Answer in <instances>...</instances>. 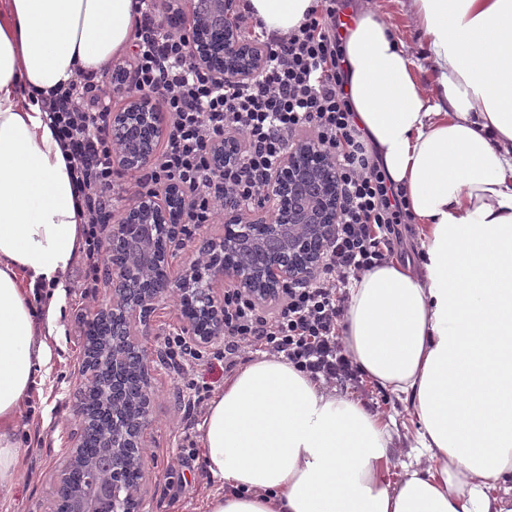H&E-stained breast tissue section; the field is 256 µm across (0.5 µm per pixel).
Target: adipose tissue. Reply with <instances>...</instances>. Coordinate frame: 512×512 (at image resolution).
Instances as JSON below:
<instances>
[{
	"instance_id": "1",
	"label": "adipose tissue",
	"mask_w": 512,
	"mask_h": 512,
	"mask_svg": "<svg viewBox=\"0 0 512 512\" xmlns=\"http://www.w3.org/2000/svg\"><path fill=\"white\" fill-rule=\"evenodd\" d=\"M135 4L0 0V502L17 492L19 418L85 247L41 99L78 71L104 73L134 40ZM314 4L243 10L283 37ZM410 7L427 67L364 0L343 48L355 122L405 195L422 262L352 281L342 342L418 427L403 436L336 385L257 355L202 414L206 512H512V0Z\"/></svg>"
}]
</instances>
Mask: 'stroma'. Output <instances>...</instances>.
Listing matches in <instances>:
<instances>
[{
  "label": "stroma",
  "mask_w": 512,
  "mask_h": 512,
  "mask_svg": "<svg viewBox=\"0 0 512 512\" xmlns=\"http://www.w3.org/2000/svg\"><path fill=\"white\" fill-rule=\"evenodd\" d=\"M371 7L388 14L400 39L416 60H424L420 32L412 18L408 0H369ZM83 266H76L75 286L69 291L63 315L65 333L52 347V356L26 402L20 443L19 485L12 502L0 512H44L58 469L71 453V437L78 430L73 411V392L79 382L84 348V329L92 311L108 299L110 286L85 287ZM192 375L219 389L227 377L221 366L207 367L202 361L170 359L156 366L153 383L156 396L152 408L150 442L145 450L149 492L146 512H204L208 494L215 489L203 465L198 443L201 412H189L177 394L182 377ZM343 392L363 400L370 409L394 416L400 431H412L417 420L389 392L366 380L342 383Z\"/></svg>",
  "instance_id": "stroma-1"
}]
</instances>
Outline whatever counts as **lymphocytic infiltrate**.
I'll return each instance as SVG.
<instances>
[{
	"label": "lymphocytic infiltrate",
	"instance_id": "f902f5d3",
	"mask_svg": "<svg viewBox=\"0 0 512 512\" xmlns=\"http://www.w3.org/2000/svg\"><path fill=\"white\" fill-rule=\"evenodd\" d=\"M343 0H315L304 22L287 37L253 32L266 54L250 80L216 86L197 68L187 28L168 25L157 0H138L131 83L126 93L151 96L167 120V135L137 185L178 186L187 221L200 227L224 212L225 195L253 205L289 146L309 136L328 152L338 177L339 221L322 265L310 282L284 291L274 308L254 303L245 289L224 293V349L214 358L232 368L242 347L280 355L311 377L357 378L341 344L343 288L395 251L393 234L410 215L401 191L388 183L353 122L345 90L339 28ZM82 72L43 99L58 140L70 154L85 213L86 287H97L105 262V232L118 193L111 105ZM237 149L236 163L212 164L214 142Z\"/></svg>",
	"mask_w": 512,
	"mask_h": 512
}]
</instances>
